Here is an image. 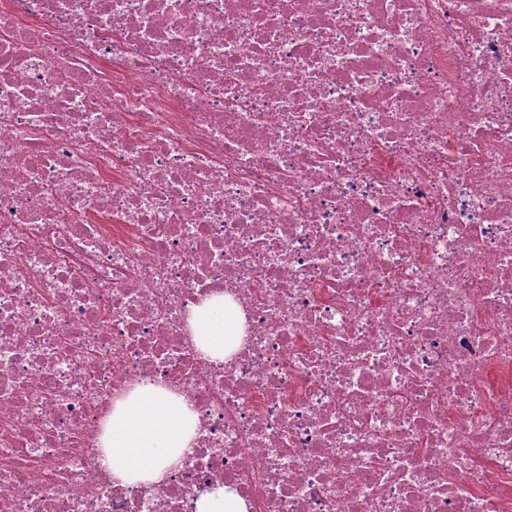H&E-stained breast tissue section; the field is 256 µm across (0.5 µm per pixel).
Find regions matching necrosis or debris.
<instances>
[{"label": "necrosis or debris", "mask_w": 512, "mask_h": 512, "mask_svg": "<svg viewBox=\"0 0 512 512\" xmlns=\"http://www.w3.org/2000/svg\"><path fill=\"white\" fill-rule=\"evenodd\" d=\"M138 385L196 415L155 486L103 463ZM218 485L512 512V0H0V512ZM190 326L203 356L221 362L239 347L244 317L234 303L215 296L193 309Z\"/></svg>", "instance_id": "necrosis-or-debris-1"}]
</instances>
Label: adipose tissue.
I'll use <instances>...</instances> for the list:
<instances>
[{"mask_svg": "<svg viewBox=\"0 0 512 512\" xmlns=\"http://www.w3.org/2000/svg\"><path fill=\"white\" fill-rule=\"evenodd\" d=\"M190 326L203 356L221 362L239 347L244 317L234 303L215 296L194 308ZM195 435V417L183 396L140 386L112 408L101 437L104 462L120 482L155 485L180 462Z\"/></svg>", "mask_w": 512, "mask_h": 512, "instance_id": "obj_1", "label": "adipose tissue"}]
</instances>
